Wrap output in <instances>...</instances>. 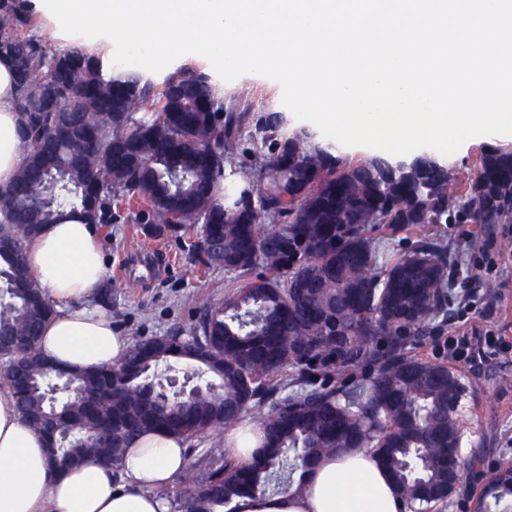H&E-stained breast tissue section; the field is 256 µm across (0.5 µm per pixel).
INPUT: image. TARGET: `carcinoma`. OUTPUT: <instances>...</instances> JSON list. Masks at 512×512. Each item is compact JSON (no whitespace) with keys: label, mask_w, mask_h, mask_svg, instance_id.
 Instances as JSON below:
<instances>
[{"label":"carcinoma","mask_w":512,"mask_h":512,"mask_svg":"<svg viewBox=\"0 0 512 512\" xmlns=\"http://www.w3.org/2000/svg\"><path fill=\"white\" fill-rule=\"evenodd\" d=\"M16 0L0 3V54L14 61L24 160L0 193V348L18 365L4 374L25 419L50 411L46 386L73 378L80 394L64 422L82 436L49 447L73 462L119 467L130 439L163 431L190 439L267 408L264 441L245 470L207 459L190 480L165 490L180 512H222L256 493L302 490L304 465L347 448H371L411 512L448 499V444L460 423L448 400L465 387L447 363L412 353L448 303V245L421 241L392 261L375 246L376 226L512 223V149L489 147L461 175L434 158L402 169L384 156L347 162L304 128L283 131L278 112L257 120L266 152L248 167L226 154L248 108L224 104L210 78L190 73L157 86L139 75L106 80L100 60L70 46L52 49L30 34ZM156 101L157 110L138 114ZM146 209L163 232L202 225L234 275L224 301L204 309L193 333L208 343L196 365L219 385L158 414L138 395L146 369L186 359L167 335L151 355L135 352L93 372L52 369L37 342L53 315L24 265L28 240L60 209L93 224L112 210ZM291 373H286V370ZM512 508V467L489 476L475 512Z\"/></svg>","instance_id":"1"}]
</instances>
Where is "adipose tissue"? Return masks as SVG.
I'll list each match as a JSON object with an SVG mask.
<instances>
[{
  "mask_svg": "<svg viewBox=\"0 0 512 512\" xmlns=\"http://www.w3.org/2000/svg\"><path fill=\"white\" fill-rule=\"evenodd\" d=\"M14 65L0 56V190L13 182L22 158V116L15 107ZM27 263L57 311L40 349L65 369L99 370L130 348L96 302L106 269L92 224L64 213L29 244ZM260 424L224 431V455L250 467L260 450ZM47 439L19 414L9 386H0V512H179L159 496L187 465L184 440L163 432L136 438L120 468L90 460L50 473ZM237 512H401L387 471L367 448L344 451L306 466L302 491L236 500Z\"/></svg>",
  "mask_w": 512,
  "mask_h": 512,
  "instance_id": "ef3b65f1",
  "label": "adipose tissue"
}]
</instances>
